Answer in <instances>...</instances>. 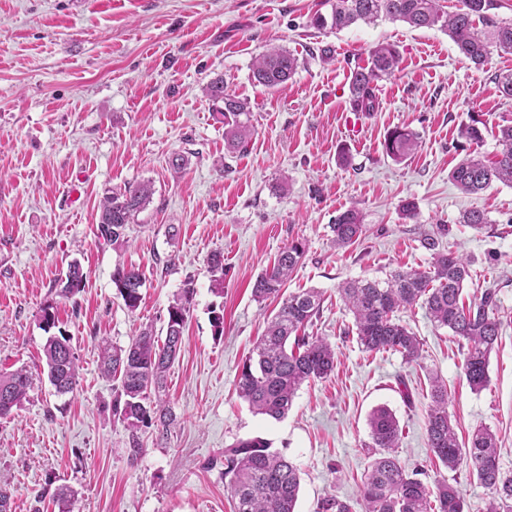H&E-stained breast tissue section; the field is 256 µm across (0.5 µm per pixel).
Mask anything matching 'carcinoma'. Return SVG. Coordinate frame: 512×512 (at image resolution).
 Masks as SVG:
<instances>
[{
    "instance_id": "carcinoma-1",
    "label": "carcinoma",
    "mask_w": 512,
    "mask_h": 512,
    "mask_svg": "<svg viewBox=\"0 0 512 512\" xmlns=\"http://www.w3.org/2000/svg\"><path fill=\"white\" fill-rule=\"evenodd\" d=\"M454 12L443 9L440 0H330L331 13L316 14L311 25L318 30L341 31L359 21L375 24L380 20L401 21L412 28H436L448 34L460 54L478 69H490L493 50L512 51V23L498 22L487 15L494 0H462ZM482 20L485 29L476 27ZM400 53L389 43H379L368 52L367 63L352 71L349 84L350 108L369 114L379 108L378 82L399 70ZM298 67V59L288 50L272 47L256 57L252 78L260 86H283ZM212 101L224 104L217 112L224 122V141L235 152L246 151L254 128L248 103L227 92L224 79L218 77L203 88ZM478 120L462 123L458 136L478 143L483 139ZM499 150L495 160L478 154L463 159L449 173V179L466 194H478L498 181L512 186V125L498 129ZM419 146V134L407 126L387 132L384 149L390 158L400 161ZM151 187L145 183L130 185L120 192L107 193L100 201L97 237L105 245L124 241L133 217L150 201ZM333 242L342 248L355 243L364 232L361 212L347 209L330 225ZM422 247L431 252L432 263L425 271H397L383 281L358 280L339 288L353 314L357 342L369 353L394 351L408 361L420 357L417 336L402 323L399 313L414 305L452 336L464 342L466 353L463 374L475 391L490 383L489 359L498 345L502 321L497 314L496 289L487 288L479 300L465 303L463 286L471 277L466 259L439 249L438 238L427 235ZM305 244L293 241L280 251L273 266L258 275L253 295L263 301L281 294L288 279L304 258ZM209 269L216 289L224 284V255L215 252ZM82 268L73 264L66 274L60 293L73 296L84 287ZM112 282L128 310L141 301L144 280L134 268L116 266ZM194 288L186 283L169 304L164 341L150 329L144 330L125 348L104 341L100 347L102 376L119 375L120 388L113 413L130 428L129 445L133 453L142 449L138 432L154 428L156 438L168 439L177 416L170 407L153 403L160 396L165 376L181 351L183 332L193 305ZM321 294L306 289L283 300L278 313L268 322L266 333L253 349L236 376L235 386L253 413L279 419L288 413L300 387L328 377L336 368V350L319 336L299 335L320 314ZM47 376L56 393L66 394L77 386L79 365L64 335L50 338L44 346ZM431 403L427 413V444L444 467L454 470L468 463L471 474L491 491L483 512H512V472L499 465L495 435L487 428L476 429L468 441L459 442L448 416V388L439 378L431 381ZM31 385L28 371L20 368L0 373V417L10 415L27 400ZM370 442L376 458L362 482L364 512H464L465 502L457 487L442 480L430 486L418 478L419 471L408 470L394 449L399 447L401 431L395 414L385 406L368 417ZM224 476L234 512H295L300 476L297 467L284 455L270 450L261 438L240 440L224 451ZM73 491L66 485L47 483L38 490L30 512H43L44 503L56 502L60 512H68ZM319 512H353L350 501L328 496Z\"/></svg>"
}]
</instances>
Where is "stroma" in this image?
Listing matches in <instances>:
<instances>
[{"instance_id": "obj_1", "label": "stroma", "mask_w": 512, "mask_h": 512, "mask_svg": "<svg viewBox=\"0 0 512 512\" xmlns=\"http://www.w3.org/2000/svg\"><path fill=\"white\" fill-rule=\"evenodd\" d=\"M328 0H0V371L34 375L26 402L0 418V480L12 512H29L46 481L70 486L69 512H233L222 457L259 437L298 468L296 512H318L337 495L361 505V477L371 462L368 416L393 411L402 430L396 453L426 482L447 479L467 512H482L489 491L467 466L450 470L427 445L430 378L448 387V415L459 438L475 429L499 440V464L512 471V186L468 195L448 174L470 152L458 127L475 116L498 150V126L512 124V100L493 71L512 70V52H494L492 72L476 69L438 29L382 20L337 33L311 24ZM397 44L399 71L381 82L373 115L351 111V72L370 47ZM332 46L322 61L320 49ZM282 46L298 59L288 83L254 84L255 58ZM223 77L248 99L254 135L248 150L228 153L224 124L202 87ZM397 126L420 134L417 151L394 162L383 148ZM180 154L186 165L173 174ZM150 184L149 203L124 242L97 239L106 191ZM414 201L415 219L402 213ZM364 215V234L339 249L330 226L349 207ZM490 219L461 223L470 208ZM438 235L441 249L470 262L464 298L496 289L502 320L490 357V384L470 389L464 348L424 309L401 319L421 341V357L371 354L355 339L338 288L357 279L429 267L420 243ZM306 254L286 293L323 295L311 334L336 349V369L303 385L280 420L253 414L235 390L236 374L280 300L257 302L252 287L291 241ZM224 255V290L214 292L208 258ZM87 275L81 292L61 296L70 264ZM132 266L144 286L128 311L112 282ZM195 288L181 352L162 394L179 419L167 442L142 429L131 453L126 423L112 413L118 380L102 378L99 347H125L145 327L166 333L167 308L185 283ZM53 306L80 365L79 383L56 394L42 359ZM224 313L216 335L213 310Z\"/></svg>"}]
</instances>
